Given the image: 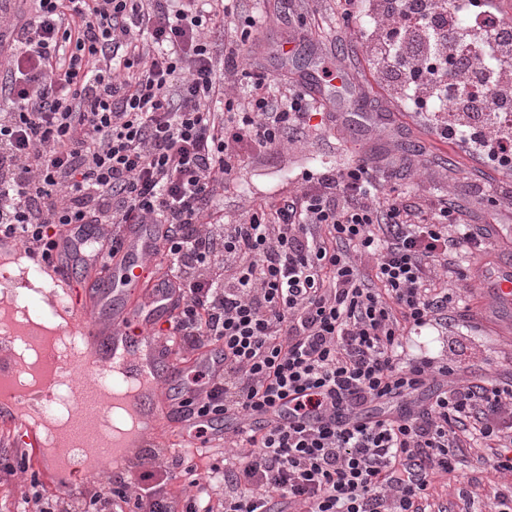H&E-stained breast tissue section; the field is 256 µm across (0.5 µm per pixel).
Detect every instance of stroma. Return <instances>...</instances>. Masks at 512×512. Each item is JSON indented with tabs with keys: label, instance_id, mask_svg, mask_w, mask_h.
<instances>
[{
	"label": "stroma",
	"instance_id": "1",
	"mask_svg": "<svg viewBox=\"0 0 512 512\" xmlns=\"http://www.w3.org/2000/svg\"><path fill=\"white\" fill-rule=\"evenodd\" d=\"M233 9L238 18L257 20L244 52L268 76L274 94L284 93L300 76L313 72L318 57L331 51L343 79L336 84L330 111H347L349 84L356 81L367 87L377 109L392 113L400 129L391 136L363 123H340L325 131H308L280 149L246 152L224 193L225 222L238 221L254 201L272 194L289 196L314 185L326 169H341L362 157L382 176L399 171L414 199L445 196L458 201L487 236L484 254L465 255L459 262L467 272L463 285L473 296L468 308L456 311L453 328H424L410 336L405 352L411 358L452 359L464 378L512 380V316L495 309L482 289L483 281L512 259V211L493 205L485 192L486 187L512 183V170H492L473 162L456 145L436 139L416 114L388 98L362 53L355 51L336 14V0H235ZM313 15L322 23L320 33L295 44L291 57L283 58L282 45ZM454 455L460 481L452 486L436 483L423 503L426 512H493V488L512 484V475L496 472L476 449L458 448Z\"/></svg>",
	"mask_w": 512,
	"mask_h": 512
}]
</instances>
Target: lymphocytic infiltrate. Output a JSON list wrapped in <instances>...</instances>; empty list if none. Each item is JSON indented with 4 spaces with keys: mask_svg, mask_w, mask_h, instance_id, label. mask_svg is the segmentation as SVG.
Listing matches in <instances>:
<instances>
[{
    "mask_svg": "<svg viewBox=\"0 0 512 512\" xmlns=\"http://www.w3.org/2000/svg\"><path fill=\"white\" fill-rule=\"evenodd\" d=\"M36 2L25 20L0 11V240L45 258L67 225L98 224L115 254L124 225H164L183 300L168 333L224 358L222 371L195 368L182 412L206 447L210 420H233L238 456L182 504L170 487L194 466L154 451L135 481L77 500L33 486L19 512H422L433 479H457L452 449H487L512 473V383L404 354L411 330L453 319L451 253L484 248L461 205L409 200L360 161L225 223L241 149L336 120L302 84L274 97L240 63L255 19L219 63L204 32L223 31L228 0ZM336 11L357 22L390 96L435 101L434 135L466 129L470 157L512 160V32L495 0L463 22L448 0H336ZM237 75L252 87L245 112L221 88ZM283 401L288 424L264 421Z\"/></svg>",
    "mask_w": 512,
    "mask_h": 512,
    "instance_id": "obj_1",
    "label": "lymphocytic infiltrate"
}]
</instances>
